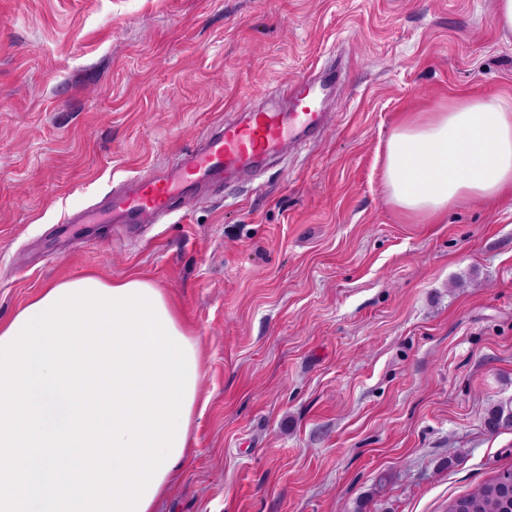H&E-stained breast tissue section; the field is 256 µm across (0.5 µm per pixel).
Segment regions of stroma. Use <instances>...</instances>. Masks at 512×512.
<instances>
[{
    "instance_id": "35a3bbf8",
    "label": "stroma",
    "mask_w": 512,
    "mask_h": 512,
    "mask_svg": "<svg viewBox=\"0 0 512 512\" xmlns=\"http://www.w3.org/2000/svg\"><path fill=\"white\" fill-rule=\"evenodd\" d=\"M496 0H0V322L46 285L138 275L195 332V454L160 512H448L512 467V198L425 224L392 131L512 99ZM347 70L326 132L127 233L66 224L275 82ZM485 426L489 433L512 431V400L499 402L487 411Z\"/></svg>"
}]
</instances>
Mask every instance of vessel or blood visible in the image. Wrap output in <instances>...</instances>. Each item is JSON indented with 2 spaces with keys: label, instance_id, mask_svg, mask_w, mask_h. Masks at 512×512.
I'll list each match as a JSON object with an SVG mask.
<instances>
[{
  "label": "vessel or blood",
  "instance_id": "b4317fda",
  "mask_svg": "<svg viewBox=\"0 0 512 512\" xmlns=\"http://www.w3.org/2000/svg\"><path fill=\"white\" fill-rule=\"evenodd\" d=\"M335 89V70H312L267 90L265 104L241 105L237 118L214 124L197 146L172 154L161 173L114 189L107 204L112 222L160 223L204 189L249 179L268 159L317 140Z\"/></svg>",
  "mask_w": 512,
  "mask_h": 512
}]
</instances>
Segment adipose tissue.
Listing matches in <instances>:
<instances>
[{"label":"adipose tissue","mask_w":512,"mask_h":512,"mask_svg":"<svg viewBox=\"0 0 512 512\" xmlns=\"http://www.w3.org/2000/svg\"><path fill=\"white\" fill-rule=\"evenodd\" d=\"M384 183L390 203L430 224L496 201L512 191V105L460 97L405 120L387 141Z\"/></svg>","instance_id":"1"}]
</instances>
